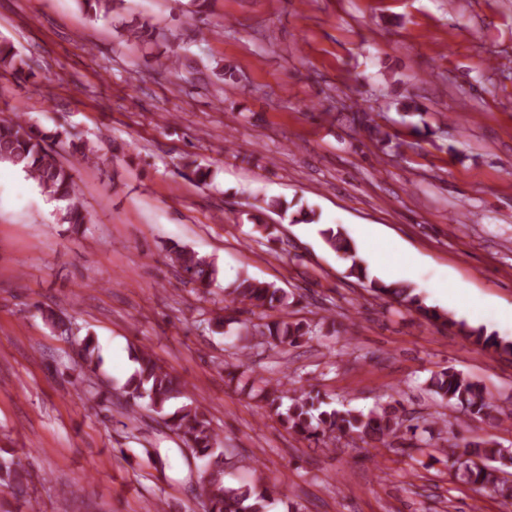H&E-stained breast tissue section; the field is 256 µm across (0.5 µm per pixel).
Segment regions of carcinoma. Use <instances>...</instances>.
Listing matches in <instances>:
<instances>
[{
  "instance_id": "carcinoma-1",
  "label": "carcinoma",
  "mask_w": 512,
  "mask_h": 512,
  "mask_svg": "<svg viewBox=\"0 0 512 512\" xmlns=\"http://www.w3.org/2000/svg\"><path fill=\"white\" fill-rule=\"evenodd\" d=\"M125 0H78L86 15L96 20L123 8ZM0 71L18 77H30L33 70L28 60L14 43L0 38ZM80 158L85 163L96 164L100 154L94 142L76 138L66 128L42 131L35 128L23 114L0 119V162L8 163L25 173L40 192L51 201L59 203L57 221L69 225L74 231L84 230L90 223L87 211L80 202L71 165L61 160L60 150ZM255 209L273 213H287L288 202L279 198H264ZM327 245L340 257L350 262V274L368 281L369 291L379 299H391L424 318L444 327L455 326L459 333L471 339L483 350L512 356V341H504L483 328H470L463 321H456L448 314H440L424 302L416 288L406 282H384L369 278L368 263L358 255L357 249L340 227L321 230ZM172 267L183 274L184 282L195 288H207L218 278L219 268L215 260L192 248L172 246L168 251ZM225 308L238 305L249 308L257 321L245 323L242 332L246 336L260 337L270 347L297 346L317 335V330L307 322L289 320L288 294L273 282L260 281L249 275L239 277L231 287L224 289ZM81 370L95 374L103 361L94 337L86 335L78 344ZM136 368L122 386L128 400L138 408L146 407L161 415L166 426L189 448L194 456L214 465L217 475L203 478L198 485L205 512H266L272 491L258 474V461L247 464L256 476L252 483L239 487L224 484V457L228 449L223 447L212 427L206 410L195 399L180 406L176 402L185 397V384L175 378L146 346L134 351ZM256 396L262 402L261 409L274 414L291 432L309 441L319 442L326 435L339 433L354 435L368 447L391 448L392 439L408 436V447L432 446L434 431L417 437L419 426L408 423L399 400L394 399L367 412L352 408H337L302 377L293 376L282 381L260 374L252 377ZM428 390L442 403L465 415L483 416L499 425L512 419L493 401L492 394L480 383L461 373L444 368L432 373ZM441 452L454 456L458 447L443 448ZM460 453L467 456L453 472L455 480L473 486L476 490L491 489L505 499H512V482L507 478L512 469V451L502 448L494 440L470 441ZM0 481L13 489L23 490L27 483V471L0 464Z\"/></svg>"
}]
</instances>
